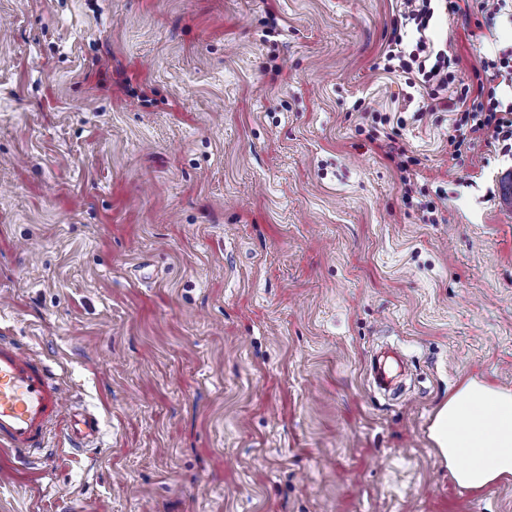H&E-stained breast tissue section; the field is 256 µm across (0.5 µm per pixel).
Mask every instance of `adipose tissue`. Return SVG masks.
Wrapping results in <instances>:
<instances>
[{
    "label": "adipose tissue",
    "mask_w": 512,
    "mask_h": 512,
    "mask_svg": "<svg viewBox=\"0 0 512 512\" xmlns=\"http://www.w3.org/2000/svg\"><path fill=\"white\" fill-rule=\"evenodd\" d=\"M430 438L464 489L512 478V391L465 382L438 409Z\"/></svg>",
    "instance_id": "1"
}]
</instances>
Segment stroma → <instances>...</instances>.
Returning a JSON list of instances; mask_svg holds the SVG:
<instances>
[{
  "label": "stroma",
  "instance_id": "stroma-1",
  "mask_svg": "<svg viewBox=\"0 0 512 512\" xmlns=\"http://www.w3.org/2000/svg\"><path fill=\"white\" fill-rule=\"evenodd\" d=\"M400 9L0 0V336L101 428L0 449V512H512L429 438L468 379L512 389V159L452 157L453 113L383 71ZM430 36L453 97L512 19L469 0ZM372 135L368 137L369 143H376L377 147L383 151L384 156L389 160H394L396 157L400 159L398 163V168L402 173H406L402 177V181L404 184V199L409 203L413 200L414 195H412L416 190H414L415 182L412 181L410 175V164H415L416 160L407 155V150L403 145L399 144L397 139V132H395V136L387 133L385 134V139H381L377 134L378 130H375ZM379 142V143H378Z\"/></svg>",
  "mask_w": 512,
  "mask_h": 512
}]
</instances>
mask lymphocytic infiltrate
<instances>
[{
  "label": "lymphocytic infiltrate",
  "mask_w": 512,
  "mask_h": 512,
  "mask_svg": "<svg viewBox=\"0 0 512 512\" xmlns=\"http://www.w3.org/2000/svg\"><path fill=\"white\" fill-rule=\"evenodd\" d=\"M433 0H403L401 17L414 32L412 50L403 48L401 35H394L383 55V69L400 73L409 87L419 88L435 104L454 113L455 132L448 137L453 156H461L472 140L484 137L496 143L501 155H512V103L497 97L496 80L512 82V54L485 59V78L475 87L461 88L456 98L444 101L442 94L455 80L458 59L447 50L435 49L427 32L435 10Z\"/></svg>",
  "instance_id": "1"
}]
</instances>
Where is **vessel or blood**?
Returning a JSON list of instances; mask_svg holds the SVG:
<instances>
[{
  "label": "vessel or blood",
  "instance_id": "vessel-or-blood-1",
  "mask_svg": "<svg viewBox=\"0 0 512 512\" xmlns=\"http://www.w3.org/2000/svg\"><path fill=\"white\" fill-rule=\"evenodd\" d=\"M64 415L63 388L45 362L0 337V447L17 453L42 448Z\"/></svg>",
  "mask_w": 512,
  "mask_h": 512
}]
</instances>
